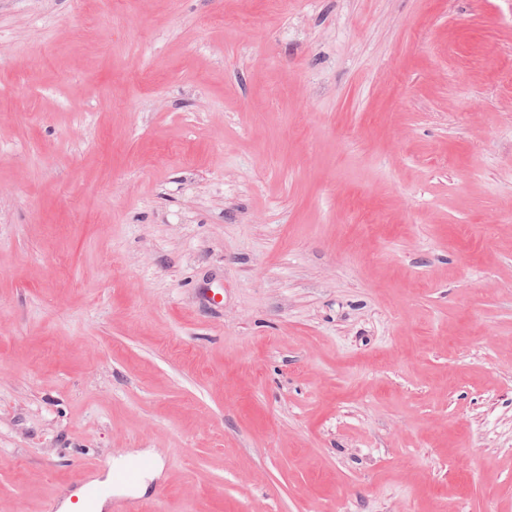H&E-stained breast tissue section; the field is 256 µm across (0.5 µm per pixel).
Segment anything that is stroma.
<instances>
[{
    "label": "stroma",
    "mask_w": 512,
    "mask_h": 512,
    "mask_svg": "<svg viewBox=\"0 0 512 512\" xmlns=\"http://www.w3.org/2000/svg\"><path fill=\"white\" fill-rule=\"evenodd\" d=\"M86 467L512 512V0H0V512Z\"/></svg>",
    "instance_id": "stroma-1"
}]
</instances>
